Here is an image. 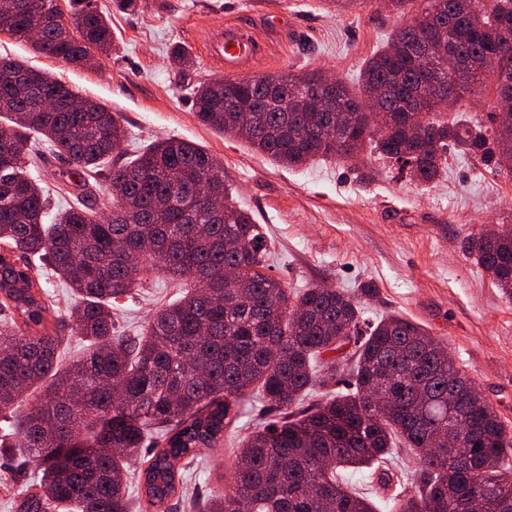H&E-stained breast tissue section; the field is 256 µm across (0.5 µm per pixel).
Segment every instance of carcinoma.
<instances>
[{
    "label": "carcinoma",
    "instance_id": "obj_1",
    "mask_svg": "<svg viewBox=\"0 0 512 512\" xmlns=\"http://www.w3.org/2000/svg\"><path fill=\"white\" fill-rule=\"evenodd\" d=\"M0 0V34L32 43L66 65L93 67L112 50V27L94 0H74L65 21L57 0ZM411 23L374 54L352 93L319 74L224 77L193 96L204 125L250 144L288 167L364 150L399 165L418 183L435 182L453 147L485 162L512 155V121L495 97L483 125L449 123L426 84L420 48L439 32L470 63L453 79L455 97L477 94L491 78H512V0H424ZM496 58L497 74L485 67ZM26 61L0 57V416L14 417L0 453L21 440L41 467L43 495L25 512H132L179 498L181 470L217 447L238 408L255 396L272 417L240 441L232 478L203 500V512H377L350 487L346 471L380 469L399 444L417 468L392 512H499L512 500V431L474 378L420 325L392 315L366 335L361 308L341 288L294 291L267 275L260 225L234 202L224 168L179 138L155 140L109 171L112 211L101 218L92 194L75 197L44 223L42 188L30 166L50 150L74 174L93 178L119 147L115 115ZM56 103L39 112L42 99ZM424 119L414 124L413 102ZM370 102L371 112L359 111ZM259 106L243 118L226 106ZM222 194L213 210L201 185ZM468 252L493 283L512 294V228L471 239ZM46 264L78 294L68 319H47L50 295L34 275ZM160 268L186 288L156 310L138 336L114 335L112 303ZM236 271L226 287L225 271ZM88 349L58 366L65 333ZM351 356L324 358L348 342ZM346 369L353 389L329 391L300 411L315 385ZM141 484L124 480L133 461Z\"/></svg>",
    "mask_w": 512,
    "mask_h": 512
}]
</instances>
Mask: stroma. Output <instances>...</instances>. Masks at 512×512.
<instances>
[{"label": "stroma", "mask_w": 512, "mask_h": 512, "mask_svg": "<svg viewBox=\"0 0 512 512\" xmlns=\"http://www.w3.org/2000/svg\"><path fill=\"white\" fill-rule=\"evenodd\" d=\"M97 3L109 13L114 37L112 55L98 66L63 64L5 34L0 55L51 72L114 113L126 156L166 136L203 147L223 163L239 206L263 226L268 275L292 289L322 285L351 292L373 284L378 296L365 302V322L397 314L439 338L512 429V296L466 251L468 240L490 226L512 225V175L455 150L442 179L430 186L366 153L288 168L201 124L193 110V87L218 76L196 47L218 24H240L265 47L241 65L240 75L314 71L354 88L365 61L386 47L403 16L381 0H356L343 12L324 0H138L133 10L119 9L114 0ZM177 45L192 53L193 64L183 72L170 59ZM70 169L65 157L51 154L33 171L52 210L79 191L67 181ZM177 295L165 273L152 274L147 287L119 301L116 333L139 335L150 315ZM258 414L257 407H245L219 449L189 467L175 512H194V499L225 483L233 445ZM17 471L33 475L39 468L20 452L0 454V512H21L31 491L12 481Z\"/></svg>", "instance_id": "stroma-1"}]
</instances>
